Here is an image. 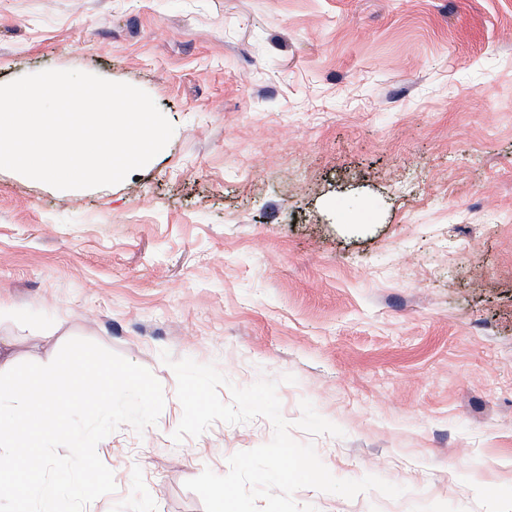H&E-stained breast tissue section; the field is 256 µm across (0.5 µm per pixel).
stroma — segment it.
I'll return each mask as SVG.
<instances>
[{
  "mask_svg": "<svg viewBox=\"0 0 512 512\" xmlns=\"http://www.w3.org/2000/svg\"><path fill=\"white\" fill-rule=\"evenodd\" d=\"M79 70L175 127L121 183L0 169V339L83 338L147 368L164 408L97 454L84 512H204L185 481L271 422L174 441L161 359L277 380L339 479L316 512H494L512 499V0H0V84Z\"/></svg>",
  "mask_w": 512,
  "mask_h": 512,
  "instance_id": "obj_1",
  "label": "stroma"
}]
</instances>
